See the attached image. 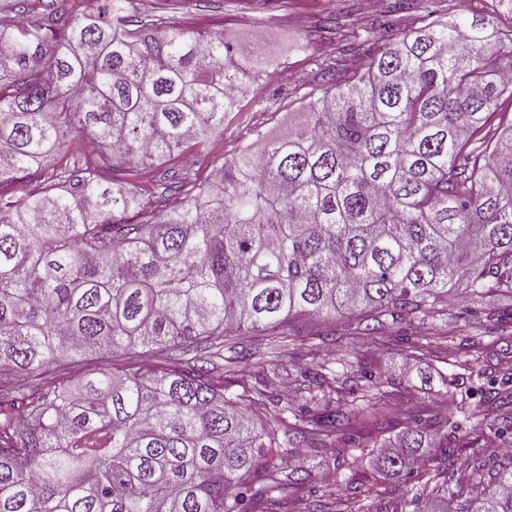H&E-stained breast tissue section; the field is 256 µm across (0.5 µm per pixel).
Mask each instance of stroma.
<instances>
[{
  "label": "stroma",
  "mask_w": 512,
  "mask_h": 512,
  "mask_svg": "<svg viewBox=\"0 0 512 512\" xmlns=\"http://www.w3.org/2000/svg\"><path fill=\"white\" fill-rule=\"evenodd\" d=\"M391 0H129L132 18L164 15L174 26L197 34L218 32L225 43L242 51L260 48L259 75L236 111L224 119L223 135L212 138V159L230 157L242 144L287 138L303 119V107L318 97L328 73L352 69L354 59L340 50V36L353 32L378 43L390 42L428 15L449 13L479 17L487 0H414L412 9L393 13ZM500 311L502 321H488L485 312ZM445 334L430 354L418 357L414 347L423 329ZM278 347L250 334L241 344L255 354L254 374L271 400L284 398L300 368L316 364L336 381L338 396L352 399L361 371L381 372L392 379L389 418L401 426L410 418H452L478 436L481 444L494 438L489 423L471 418L479 401L477 386L463 377L474 365L486 377L512 378V294L491 293L480 301L462 299L442 314L416 315L397 333L362 331L357 318L336 317L316 324L293 322ZM431 372L429 386L408 385L413 369ZM374 439L367 426L319 441L304 458L312 471L301 489L279 491L280 512H310L314 503L339 512L343 502L358 501L369 512H412L411 498L421 492L426 471L392 478L371 464ZM362 455L352 471L344 464Z\"/></svg>",
  "instance_id": "35a3bbf8"
}]
</instances>
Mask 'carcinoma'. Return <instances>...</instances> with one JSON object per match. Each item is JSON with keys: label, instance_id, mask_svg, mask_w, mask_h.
<instances>
[{"label": "carcinoma", "instance_id": "cac0c4a2", "mask_svg": "<svg viewBox=\"0 0 512 512\" xmlns=\"http://www.w3.org/2000/svg\"><path fill=\"white\" fill-rule=\"evenodd\" d=\"M468 22L436 18L391 43H351L306 120L257 154L247 143L205 180L165 173L151 189L136 165L203 152L224 133L253 74L218 33L128 0L0 25V373L26 377L85 359L71 380L19 390L0 418V512H278L282 473L314 436L352 428L357 400L332 403L322 369L300 371L265 424L252 354L226 369L184 367L186 347L222 348L249 331L278 338L291 318L407 321L458 298L512 293V134L490 137L512 100V0ZM69 157L48 164L59 151ZM30 176L40 188L15 198ZM364 403L388 378L360 373ZM483 418L512 438V388L481 390ZM414 420L374 466L403 477L416 462L471 450L459 472L423 488L451 512H512V455L485 472L478 439L454 422Z\"/></svg>", "mask_w": 512, "mask_h": 512}]
</instances>
